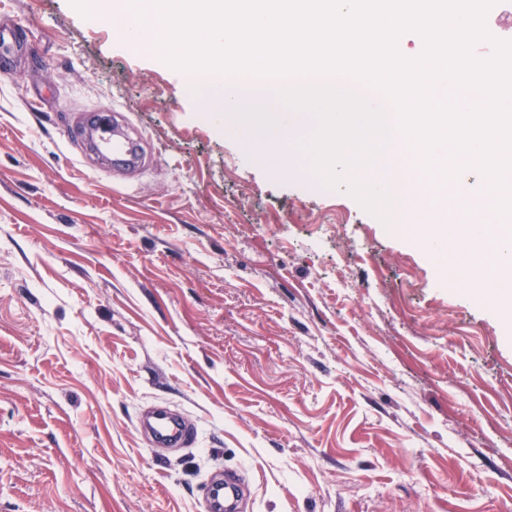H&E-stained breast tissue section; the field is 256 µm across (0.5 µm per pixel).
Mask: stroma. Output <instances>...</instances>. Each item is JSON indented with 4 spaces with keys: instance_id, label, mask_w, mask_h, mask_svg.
<instances>
[{
    "instance_id": "1",
    "label": "stroma",
    "mask_w": 512,
    "mask_h": 512,
    "mask_svg": "<svg viewBox=\"0 0 512 512\" xmlns=\"http://www.w3.org/2000/svg\"><path fill=\"white\" fill-rule=\"evenodd\" d=\"M0 512H512V342L456 262L325 189L308 114L226 136L70 0H0ZM89 113L140 139L103 169ZM286 148L293 175L265 149ZM165 403L197 428L155 448ZM27 52V44L13 30L0 29V62L23 57ZM138 429L148 435L152 445L162 448H191L196 444L197 430L183 416L167 405H159L144 413ZM241 481L237 474L218 475L205 484V509L208 512L236 511Z\"/></svg>"
}]
</instances>
